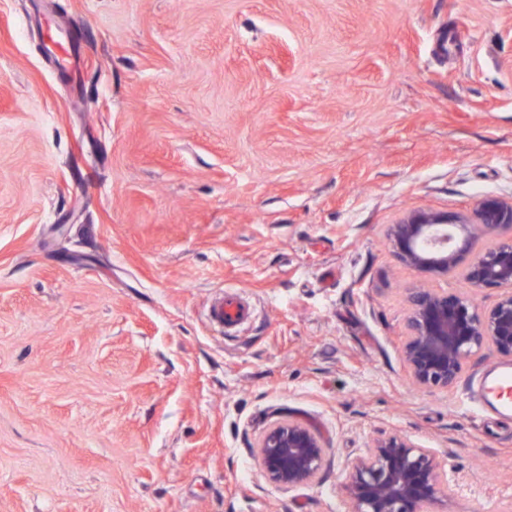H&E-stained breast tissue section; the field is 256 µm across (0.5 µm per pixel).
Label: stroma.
<instances>
[{
    "label": "stroma",
    "instance_id": "stroma-1",
    "mask_svg": "<svg viewBox=\"0 0 512 512\" xmlns=\"http://www.w3.org/2000/svg\"><path fill=\"white\" fill-rule=\"evenodd\" d=\"M73 38L74 74L43 50ZM512 204V0H0V512H350L374 439L512 512V416L415 387L393 225ZM244 294L224 332L212 299ZM322 437L267 482L264 433ZM257 448L265 478L288 489L314 478L322 469L326 453L320 434L290 417L273 425Z\"/></svg>",
    "mask_w": 512,
    "mask_h": 512
}]
</instances>
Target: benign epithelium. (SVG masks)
<instances>
[{"mask_svg": "<svg viewBox=\"0 0 512 512\" xmlns=\"http://www.w3.org/2000/svg\"><path fill=\"white\" fill-rule=\"evenodd\" d=\"M474 216V223L460 226L446 215L416 213L394 225L391 241L401 262L417 272L460 269L470 286L468 293L412 292L400 352L417 386L453 388L470 358L484 348L512 357V241L473 251L479 236L512 228V205L487 198ZM488 287L501 295L481 309L473 294ZM257 457L269 482L297 488L321 471L324 442L313 428L289 417L265 433ZM455 487L456 479L432 449L392 435L354 461L342 491L351 512H426L448 500Z\"/></svg>", "mask_w": 512, "mask_h": 512, "instance_id": "7a95c632", "label": "benign epithelium"}]
</instances>
